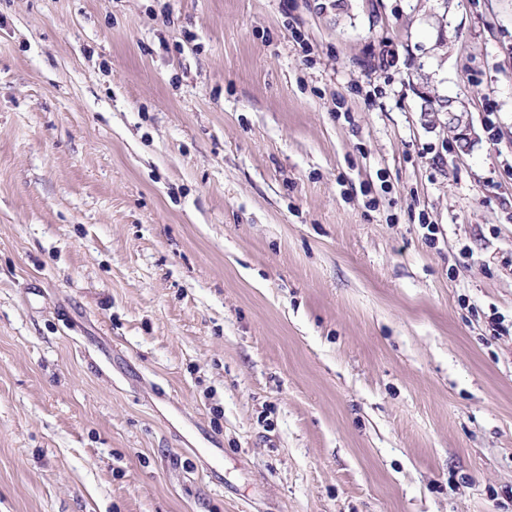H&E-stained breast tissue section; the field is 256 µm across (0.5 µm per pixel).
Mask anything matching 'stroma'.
Returning a JSON list of instances; mask_svg holds the SVG:
<instances>
[{
  "mask_svg": "<svg viewBox=\"0 0 512 512\" xmlns=\"http://www.w3.org/2000/svg\"><path fill=\"white\" fill-rule=\"evenodd\" d=\"M323 2L0 0V512H512V0ZM446 108L448 112V132L462 148L467 147L471 141L472 126L465 103L454 98H448Z\"/></svg>",
  "mask_w": 512,
  "mask_h": 512,
  "instance_id": "1",
  "label": "stroma"
}]
</instances>
